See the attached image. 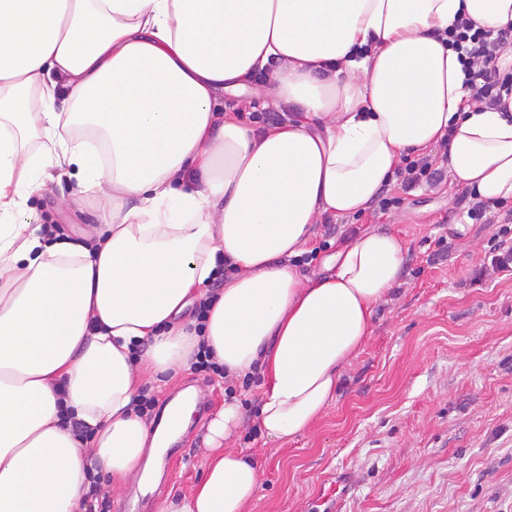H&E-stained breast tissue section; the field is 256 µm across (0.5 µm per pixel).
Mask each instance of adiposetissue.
I'll return each mask as SVG.
<instances>
[{
	"instance_id": "obj_1",
	"label": "adipose tissue",
	"mask_w": 512,
	"mask_h": 512,
	"mask_svg": "<svg viewBox=\"0 0 512 512\" xmlns=\"http://www.w3.org/2000/svg\"><path fill=\"white\" fill-rule=\"evenodd\" d=\"M461 18L499 30L512 0H0V512H86L90 458L114 498L156 485L196 397L155 424L139 386L189 369L202 342L225 378L261 375L263 438L313 427L406 251L367 231L307 275L294 260L315 224L365 210L401 156L443 141L453 184L512 199V95L475 105L444 40ZM274 60L253 93L292 116L222 115L216 92ZM81 121L106 163L73 137ZM66 177L103 215L86 243L27 213ZM206 298L200 330L184 314ZM246 426L226 400L202 480L160 512H248L262 470L232 446Z\"/></svg>"
}]
</instances>
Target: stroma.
Masks as SVG:
<instances>
[{
    "mask_svg": "<svg viewBox=\"0 0 512 512\" xmlns=\"http://www.w3.org/2000/svg\"><path fill=\"white\" fill-rule=\"evenodd\" d=\"M391 193L401 202L385 215L316 227V270L336 253L337 231L349 228L389 232L407 251L398 286L313 428L277 451L253 430L237 439L264 469L250 512H325L318 493L332 477L346 487L341 512H512V275L471 282L512 201L477 222L467 215L469 193L450 178ZM63 195L74 199L65 213L56 206ZM28 210L34 223L69 236L102 221L71 179L32 194ZM191 385L204 389L205 414L178 440L181 457L162 460L157 488L145 497L128 485L122 501L95 499L87 512H159L193 487L208 419L224 405L223 379L191 370L143 388L163 404Z\"/></svg>",
    "mask_w": 512,
    "mask_h": 512,
    "instance_id": "35a3bbf8",
    "label": "stroma"
}]
</instances>
